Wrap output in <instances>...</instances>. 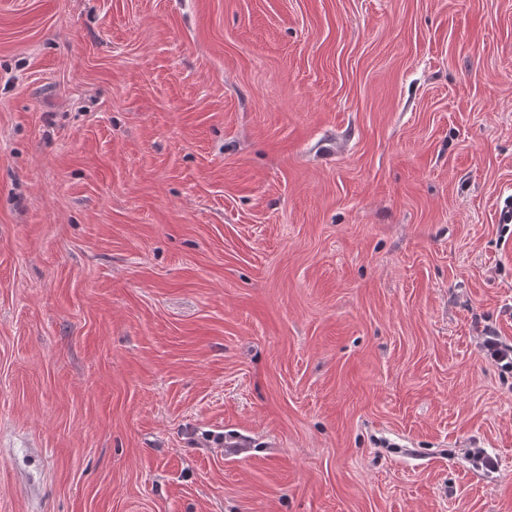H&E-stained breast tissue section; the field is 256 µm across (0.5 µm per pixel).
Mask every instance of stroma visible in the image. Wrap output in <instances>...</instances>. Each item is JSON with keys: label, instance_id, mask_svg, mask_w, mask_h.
<instances>
[{"label": "stroma", "instance_id": "obj_1", "mask_svg": "<svg viewBox=\"0 0 512 512\" xmlns=\"http://www.w3.org/2000/svg\"><path fill=\"white\" fill-rule=\"evenodd\" d=\"M510 196L512 0H0V512H512ZM482 350L485 357L504 370L512 369V344L500 340L498 336H483Z\"/></svg>", "mask_w": 512, "mask_h": 512}]
</instances>
